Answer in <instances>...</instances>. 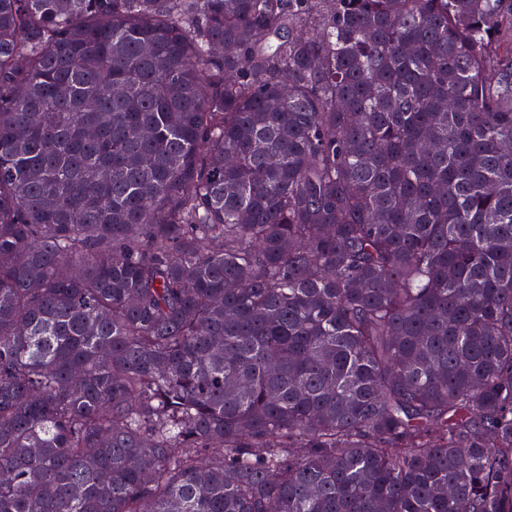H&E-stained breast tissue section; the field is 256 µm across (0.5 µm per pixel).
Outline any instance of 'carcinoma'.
<instances>
[{"instance_id":"carcinoma-1","label":"carcinoma","mask_w":512,"mask_h":512,"mask_svg":"<svg viewBox=\"0 0 512 512\" xmlns=\"http://www.w3.org/2000/svg\"><path fill=\"white\" fill-rule=\"evenodd\" d=\"M506 29L0 0V512H512Z\"/></svg>"}]
</instances>
